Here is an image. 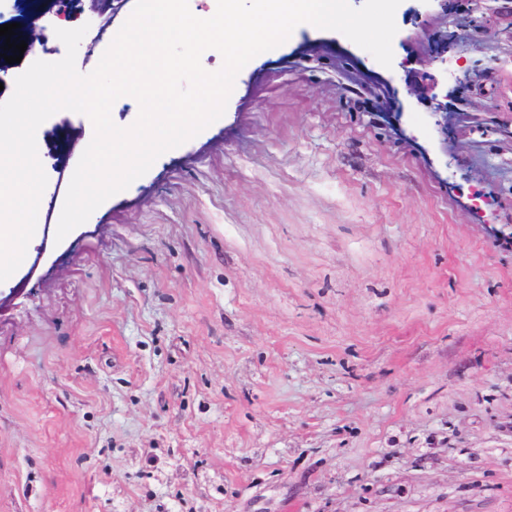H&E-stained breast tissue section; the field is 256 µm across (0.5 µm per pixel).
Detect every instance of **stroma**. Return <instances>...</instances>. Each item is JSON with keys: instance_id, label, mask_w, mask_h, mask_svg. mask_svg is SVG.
<instances>
[{"instance_id": "1", "label": "stroma", "mask_w": 512, "mask_h": 512, "mask_svg": "<svg viewBox=\"0 0 512 512\" xmlns=\"http://www.w3.org/2000/svg\"><path fill=\"white\" fill-rule=\"evenodd\" d=\"M133 9L40 23L87 26V74ZM395 22L388 68L297 26L221 118L40 228L0 282V512H512V5ZM93 134L37 131L53 216Z\"/></svg>"}]
</instances>
